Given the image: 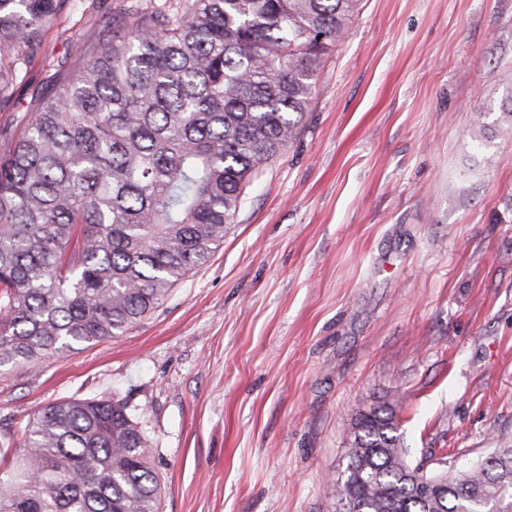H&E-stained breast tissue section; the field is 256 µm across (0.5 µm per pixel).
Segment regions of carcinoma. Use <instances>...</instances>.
<instances>
[{
    "label": "carcinoma",
    "mask_w": 512,
    "mask_h": 512,
    "mask_svg": "<svg viewBox=\"0 0 512 512\" xmlns=\"http://www.w3.org/2000/svg\"><path fill=\"white\" fill-rule=\"evenodd\" d=\"M71 0H0V106ZM361 0L131 7L18 130L0 126V373L125 334L224 242L295 137ZM333 497L351 512H512V447L419 474L386 405L354 419ZM127 402L65 397L0 466V512H158Z\"/></svg>",
    "instance_id": "carcinoma-1"
}]
</instances>
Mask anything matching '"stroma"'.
Segmentation results:
<instances>
[{"mask_svg": "<svg viewBox=\"0 0 512 512\" xmlns=\"http://www.w3.org/2000/svg\"><path fill=\"white\" fill-rule=\"evenodd\" d=\"M130 3L53 18L0 124ZM509 126L512 0H362L223 244L126 335L0 376V446L58 399L115 397L160 512H331L369 406L394 409L431 471L512 445Z\"/></svg>", "mask_w": 512, "mask_h": 512, "instance_id": "35a3bbf8", "label": "stroma"}]
</instances>
